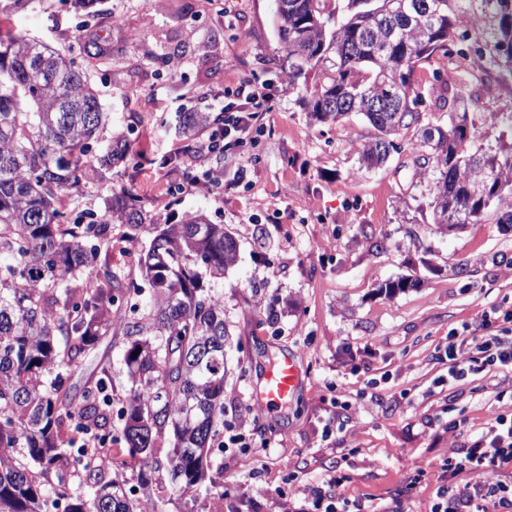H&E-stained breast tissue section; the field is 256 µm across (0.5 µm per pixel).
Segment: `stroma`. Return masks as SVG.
Listing matches in <instances>:
<instances>
[{"mask_svg":"<svg viewBox=\"0 0 512 512\" xmlns=\"http://www.w3.org/2000/svg\"><path fill=\"white\" fill-rule=\"evenodd\" d=\"M99 8L93 20L70 0H31L0 17V32L66 50L110 115L100 146L122 138L142 155L139 165L119 162L111 178L88 181L67 209L100 213L122 191L175 221L201 212L238 244L237 264L211 286L224 297L231 342L224 424L252 445L216 455L218 492L199 498L198 512H296L337 473L345 498L428 512L448 482V456L512 413V400L496 397L512 386L501 374L449 380L445 354L451 331L512 310V224L490 216L440 231L409 188L415 130L397 136L383 168L369 170L359 151L375 131L361 116L312 122L288 87L275 0H101ZM90 39L109 55L87 57ZM178 44L185 53L160 62ZM442 77L464 95L475 124L512 112L511 79L489 91L454 64ZM253 81L267 83L272 110L216 167L176 133L178 115L207 111ZM215 169L227 190L202 185ZM401 277L416 287L389 293ZM123 348L121 337H102L74 392L107 366L122 402L131 387ZM285 354L300 355L305 382L286 406L263 411L251 388ZM460 415L469 421L463 431L448 425Z\"/></svg>","mask_w":512,"mask_h":512,"instance_id":"1","label":"stroma"}]
</instances>
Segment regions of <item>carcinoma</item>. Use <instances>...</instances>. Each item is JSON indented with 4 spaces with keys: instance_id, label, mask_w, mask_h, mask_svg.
Wrapping results in <instances>:
<instances>
[{
    "instance_id": "carcinoma-1",
    "label": "carcinoma",
    "mask_w": 512,
    "mask_h": 512,
    "mask_svg": "<svg viewBox=\"0 0 512 512\" xmlns=\"http://www.w3.org/2000/svg\"><path fill=\"white\" fill-rule=\"evenodd\" d=\"M276 32L286 57L304 55L288 87L312 120L353 112L376 131L362 165L386 163L391 136L419 128L415 159L433 223L481 224L492 214L512 224V135L458 126L453 117L432 138L420 126L424 89L416 66L452 51L484 61L481 80L512 76V0H283ZM108 121L94 89L72 60L22 33L0 36V512H142L141 501L112 479V449L74 447L70 430L112 435L108 368L69 381L100 337H123L132 381L119 420L121 465L163 473L169 496L217 485L210 475L224 417V299L206 285L238 259L224 225L199 212L171 223L130 207L125 195L99 218L68 219L64 202L114 160L139 157L127 140L98 154ZM222 121L185 112L178 133L195 139ZM124 237L151 236L135 255L143 284L112 267V225Z\"/></svg>"
}]
</instances>
